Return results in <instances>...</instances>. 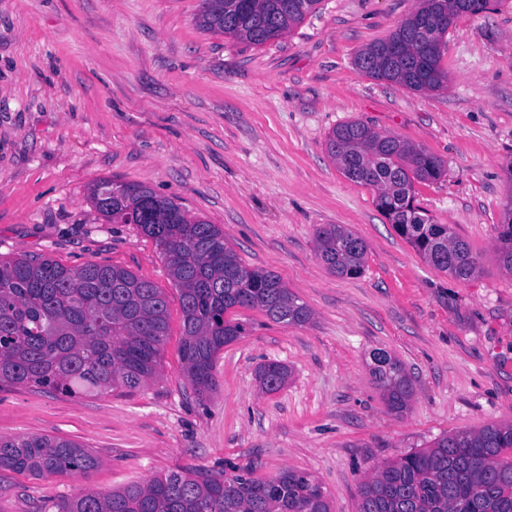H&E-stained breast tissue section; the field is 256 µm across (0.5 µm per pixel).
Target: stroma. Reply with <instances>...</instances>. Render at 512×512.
Returning a JSON list of instances; mask_svg holds the SVG:
<instances>
[{
  "label": "stroma",
  "mask_w": 512,
  "mask_h": 512,
  "mask_svg": "<svg viewBox=\"0 0 512 512\" xmlns=\"http://www.w3.org/2000/svg\"><path fill=\"white\" fill-rule=\"evenodd\" d=\"M417 0H322L263 45L197 29L202 0H0V257L43 255L76 269L126 268L162 288L169 335L159 375L135 390L75 397L0 385V435L57 436L99 457L90 474L0 470V512L109 492L180 469L309 472L332 512H360L365 472L460 429L512 422V274L496 227L512 206V0L457 17L438 90L413 92L355 64ZM358 120L444 163L416 201L465 240L478 273L459 281L427 264L378 210L375 190L328 154ZM102 178L178 198L223 230L243 264L277 274L312 311L303 325L231 309L245 336L215 363L198 401L182 374V312L155 241L110 224L88 195ZM344 224L367 246L340 277L314 230ZM413 384L391 412L371 382L372 354ZM277 361L288 384L255 373ZM288 367L270 362L261 366L257 372L259 387L263 393H273L288 382Z\"/></svg>",
  "instance_id": "stroma-1"
}]
</instances>
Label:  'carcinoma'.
<instances>
[{"mask_svg": "<svg viewBox=\"0 0 512 512\" xmlns=\"http://www.w3.org/2000/svg\"><path fill=\"white\" fill-rule=\"evenodd\" d=\"M321 0H203L199 29L263 45L291 32ZM489 0H420L388 37L370 44L357 66L378 80L412 91L439 88L448 28L478 14ZM327 150L343 174L374 187L376 205L396 231L436 270L469 281L478 273L469 244L414 204V183L435 179L443 162L419 146L352 121L333 129ZM153 201L150 220L140 201ZM89 201L114 224H134L152 238L180 291L183 374L203 401L218 389L214 369L224 346L246 329L228 320L235 307L253 308L275 323L302 325L312 311L275 273L244 266L224 232L188 217L178 199L150 188L101 179ZM499 260L512 273V207L498 226ZM318 257L341 277L364 268V240L342 224L316 228ZM168 304L153 282L118 266L66 268L43 256L0 259V383L99 396L135 389L158 376L168 336ZM372 383L388 407H408L412 386L400 362L372 353ZM288 367L270 362L257 372L273 393ZM99 458L85 446L54 436H0V469L34 477L62 471L87 474ZM360 512H512V423L458 430L429 447L371 468L359 486ZM38 512H331L308 472L285 469L260 479L244 474L171 472L112 492H87L44 502Z\"/></svg>", "mask_w": 512, "mask_h": 512, "instance_id": "carcinoma-1", "label": "carcinoma"}]
</instances>
